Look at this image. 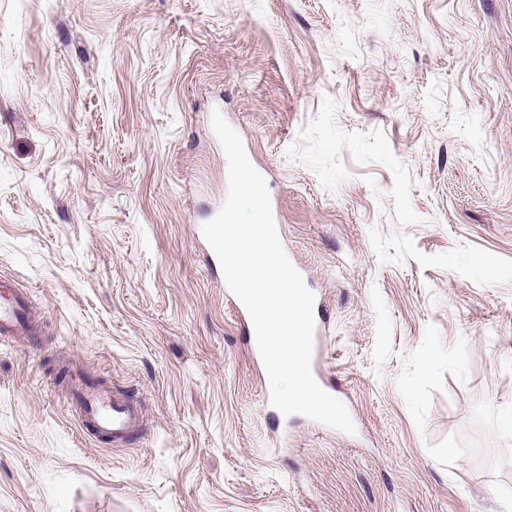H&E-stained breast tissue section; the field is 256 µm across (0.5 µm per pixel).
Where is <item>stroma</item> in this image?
I'll list each match as a JSON object with an SVG mask.
<instances>
[{
	"label": "stroma",
	"mask_w": 512,
	"mask_h": 512,
	"mask_svg": "<svg viewBox=\"0 0 512 512\" xmlns=\"http://www.w3.org/2000/svg\"><path fill=\"white\" fill-rule=\"evenodd\" d=\"M220 112L347 435L269 381L202 226ZM0 512H512V0H0ZM145 402L100 443L71 373ZM20 332L33 336L37 325L25 295L0 286V336H17Z\"/></svg>",
	"instance_id": "1"
}]
</instances>
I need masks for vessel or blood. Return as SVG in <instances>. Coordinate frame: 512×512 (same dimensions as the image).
I'll return each instance as SVG.
<instances>
[{
    "instance_id": "obj_1",
    "label": "vessel or blood",
    "mask_w": 512,
    "mask_h": 512,
    "mask_svg": "<svg viewBox=\"0 0 512 512\" xmlns=\"http://www.w3.org/2000/svg\"><path fill=\"white\" fill-rule=\"evenodd\" d=\"M22 332L30 336L37 332L29 301L21 292L0 287V336ZM67 393L82 424L108 443L123 446L142 434L145 411L138 398L78 376L68 381Z\"/></svg>"
}]
</instances>
